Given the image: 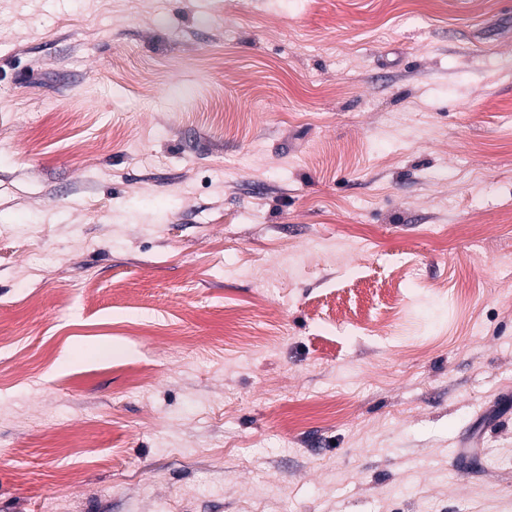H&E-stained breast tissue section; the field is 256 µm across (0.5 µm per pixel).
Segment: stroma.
I'll return each instance as SVG.
<instances>
[{
    "instance_id": "obj_1",
    "label": "stroma",
    "mask_w": 512,
    "mask_h": 512,
    "mask_svg": "<svg viewBox=\"0 0 512 512\" xmlns=\"http://www.w3.org/2000/svg\"><path fill=\"white\" fill-rule=\"evenodd\" d=\"M0 336V512H512V0H0Z\"/></svg>"
}]
</instances>
